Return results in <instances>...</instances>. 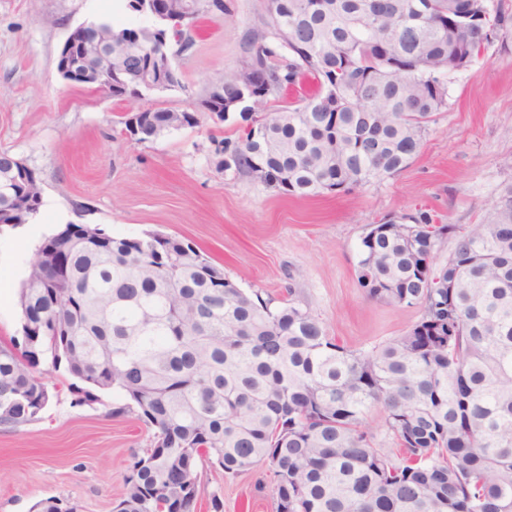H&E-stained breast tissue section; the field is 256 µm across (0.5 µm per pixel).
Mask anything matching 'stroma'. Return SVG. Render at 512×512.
<instances>
[{
    "label": "stroma",
    "mask_w": 512,
    "mask_h": 512,
    "mask_svg": "<svg viewBox=\"0 0 512 512\" xmlns=\"http://www.w3.org/2000/svg\"><path fill=\"white\" fill-rule=\"evenodd\" d=\"M491 6L504 18L497 36L450 75L447 104L411 164L348 193L299 199L217 171L215 146L236 137L237 126L210 113L145 143L124 134L127 111L189 109L208 79L239 66L261 0H224L223 13L198 20L192 47L174 58L180 87L124 101L67 84L56 61L77 26L139 25L127 0H0V152L34 170L43 198L54 201L24 226L0 225V253L15 257L0 265V340L20 335L19 288L37 248L64 222L117 238H186L271 307L305 301L327 334L353 350L403 334L419 307L370 301L357 283L368 225L419 211L438 224H478L512 185V0ZM46 381L53 397L39 420L0 426V512H42L50 498L79 512H113L125 462L149 447L151 430L135 413L113 416L118 393L78 405L75 377L59 370ZM201 479L222 495L224 512H275L266 465L234 477L209 469Z\"/></svg>",
    "instance_id": "obj_1"
}]
</instances>
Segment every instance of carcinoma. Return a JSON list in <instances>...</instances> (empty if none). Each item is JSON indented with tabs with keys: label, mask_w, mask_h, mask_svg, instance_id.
<instances>
[{
	"label": "carcinoma",
	"mask_w": 512,
	"mask_h": 512,
	"mask_svg": "<svg viewBox=\"0 0 512 512\" xmlns=\"http://www.w3.org/2000/svg\"><path fill=\"white\" fill-rule=\"evenodd\" d=\"M485 0H273L246 42L258 81L254 129L224 138L216 169L305 198L350 192L413 161L501 20ZM224 70L232 101L246 87ZM34 177L0 153V224ZM56 237L66 269L20 303L22 336L0 343V425L40 419L52 398L36 371L61 367L114 390L153 431L125 464L114 512H196L199 469L237 476L263 463L276 512H512V186L480 224H371L357 281L367 299L421 309L406 332L367 351L327 336L292 298L270 310L182 238ZM454 240L436 265L437 245ZM378 406L402 455L376 445Z\"/></svg>",
	"instance_id": "obj_1"
}]
</instances>
